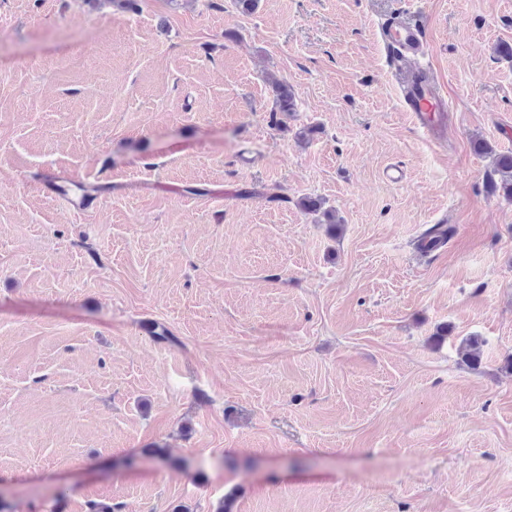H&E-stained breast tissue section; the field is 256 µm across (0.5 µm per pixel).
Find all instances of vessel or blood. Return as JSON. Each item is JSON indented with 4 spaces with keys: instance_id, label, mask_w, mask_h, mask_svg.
I'll return each instance as SVG.
<instances>
[{
    "instance_id": "1",
    "label": "vessel or blood",
    "mask_w": 512,
    "mask_h": 512,
    "mask_svg": "<svg viewBox=\"0 0 512 512\" xmlns=\"http://www.w3.org/2000/svg\"><path fill=\"white\" fill-rule=\"evenodd\" d=\"M382 37L395 60L415 59L424 54L420 26L401 21L387 24ZM406 112L416 127L431 141L444 143L448 133V114L451 107L443 85L429 71H420L406 80L400 89ZM41 188L51 199L61 201L73 213H84L99 204L97 195L73 175L56 172L48 175Z\"/></svg>"
}]
</instances>
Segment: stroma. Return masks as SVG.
Returning <instances> with one entry per match:
<instances>
[{
    "mask_svg": "<svg viewBox=\"0 0 512 512\" xmlns=\"http://www.w3.org/2000/svg\"><path fill=\"white\" fill-rule=\"evenodd\" d=\"M411 19L441 147L381 38ZM503 41L512 0H0V512H512ZM406 112L416 127L431 141L444 143L448 133V112L452 109L443 85L428 70L419 71L400 89ZM271 83L274 85L276 90L275 107L274 111L277 112H295L296 111V100L295 96L285 81L272 78ZM41 189L49 198L61 201L73 213H85L99 204V197L90 193L72 174L54 172L43 180ZM445 226L446 225L443 224H435L426 229L420 239L421 247L427 251H431L445 245L453 234L452 227Z\"/></svg>",
    "mask_w": 512,
    "mask_h": 512,
    "instance_id": "stroma-1",
    "label": "stroma"
}]
</instances>
